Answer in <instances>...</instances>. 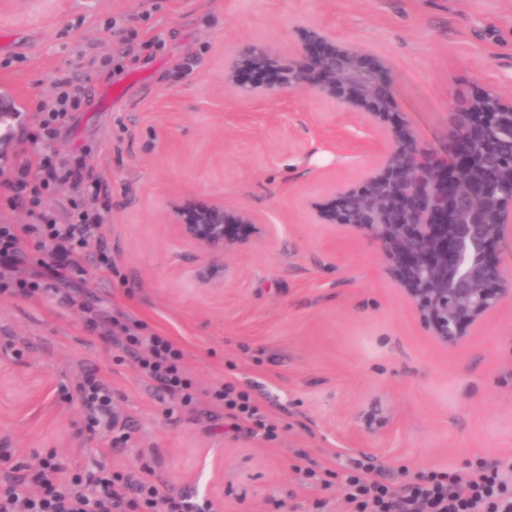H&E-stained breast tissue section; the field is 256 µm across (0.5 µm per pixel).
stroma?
Masks as SVG:
<instances>
[{"mask_svg":"<svg viewBox=\"0 0 512 512\" xmlns=\"http://www.w3.org/2000/svg\"><path fill=\"white\" fill-rule=\"evenodd\" d=\"M302 26L382 62L405 123L435 147L457 91L512 94V0H0V180L68 78L88 97L51 148L84 158L111 201L57 292L13 291L49 249L37 237L0 271V448L12 465L88 456L149 468L163 492L218 512H346L340 486H310L300 457L339 473L365 454L398 486L512 462V305L462 347L439 345L377 248L311 210L374 163L373 130L308 93L244 100L224 87L226 50L284 53ZM188 199L246 210L260 232L207 265L169 228L170 204ZM116 320L181 348L194 404L142 377ZM90 373L112 388L121 452L85 428ZM223 382L253 386L277 440L225 430L209 398Z\"/></svg>","mask_w":512,"mask_h":512,"instance_id":"35a3bbf8","label":"stroma"}]
</instances>
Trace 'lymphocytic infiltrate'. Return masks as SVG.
Masks as SVG:
<instances>
[{"label":"lymphocytic infiltrate","mask_w":512,"mask_h":512,"mask_svg":"<svg viewBox=\"0 0 512 512\" xmlns=\"http://www.w3.org/2000/svg\"><path fill=\"white\" fill-rule=\"evenodd\" d=\"M86 100L82 85L68 79L58 80L56 95L43 104L39 115V136L49 140L68 123L72 112ZM83 161L66 165L56 163L46 152L24 163L17 177L0 181V189L9 201L28 200L39 206L43 190L76 189L70 198V220L58 222L50 213H42L34 224L0 225V260H17L18 245L26 236L39 234L54 244L50 257H35L34 265L45 269L51 259L68 260L70 271H78L75 255L84 249L95 229L104 224L105 212L84 208L79 196H97L98 183H85ZM37 170L36 182H29L30 170ZM122 347L132 354L140 372L159 381L165 391L182 405L193 403L192 383L184 369V354L168 337L142 336L128 325L118 324ZM87 411L86 427L115 430L112 390L101 379L92 378L82 389ZM211 398L224 410L231 428L249 424L252 432L266 440L277 437V427L270 422L247 390L231 383L216 387ZM373 459L364 456L350 459L342 478L341 489L349 512H512V466L499 468L480 464L469 470L435 472L421 476L403 486L378 480ZM0 512H216L213 502L188 494L172 496L161 493L149 478L132 471L97 466L88 468L81 461L61 462L49 455L36 458L31 476L6 474L0 480Z\"/></svg>","instance_id":"f902f5d3"}]
</instances>
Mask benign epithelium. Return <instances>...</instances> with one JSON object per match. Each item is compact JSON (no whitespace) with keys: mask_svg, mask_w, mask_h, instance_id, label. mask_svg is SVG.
<instances>
[{"mask_svg":"<svg viewBox=\"0 0 512 512\" xmlns=\"http://www.w3.org/2000/svg\"><path fill=\"white\" fill-rule=\"evenodd\" d=\"M249 66L272 69L277 80L241 78ZM224 86L245 99L315 93L356 109L364 123L393 128L379 146V162L366 170L357 194L343 188L316 218L364 236L384 256L387 270L413 304L422 325L441 345L458 348L503 304L512 303V269L497 247L512 239V163L487 165L512 140V95L473 90L448 106L447 150L439 153L407 126L386 69L359 48L323 28L307 29L294 52L244 43L225 54ZM173 231L207 262H218L247 239L254 217L224 203L170 205Z\"/></svg>","mask_w":512,"mask_h":512,"instance_id":"7a95c632","label":"benign epithelium"}]
</instances>
